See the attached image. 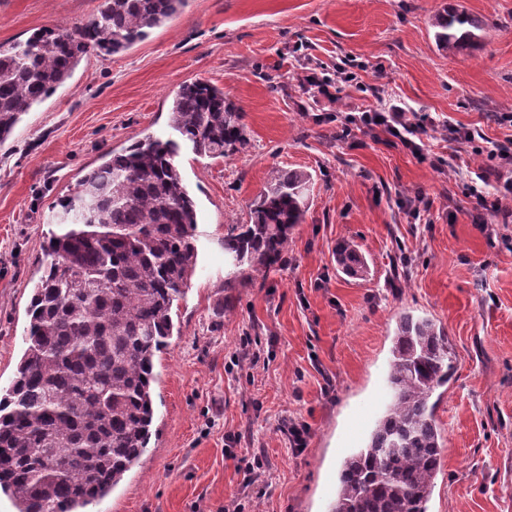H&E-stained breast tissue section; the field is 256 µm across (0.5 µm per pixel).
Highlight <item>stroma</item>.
Instances as JSON below:
<instances>
[{
  "instance_id": "stroma-1",
  "label": "stroma",
  "mask_w": 512,
  "mask_h": 512,
  "mask_svg": "<svg viewBox=\"0 0 512 512\" xmlns=\"http://www.w3.org/2000/svg\"><path fill=\"white\" fill-rule=\"evenodd\" d=\"M100 4L0 0V44L45 27L79 31ZM449 4L484 22L481 42L452 55L431 26ZM312 64L355 74L335 85L339 111L394 99L431 117L430 159L369 134L350 148L300 85ZM194 79L242 107L250 146L213 160L181 144L197 269L156 360L149 447L89 512H331L343 460L384 411L405 311L435 318L453 351V375L433 395L444 452L429 512H512V223L488 233L472 224L480 163L445 132L453 123L493 141L512 136L495 119L512 110V0H188L126 52L84 57L0 144V390L23 352L58 200L105 153L146 136L178 141L170 105ZM283 168L312 176L305 222L286 263L233 285L225 226L246 223ZM418 191L430 208L415 219L398 200ZM345 239L358 244L368 277L337 271ZM288 418L309 428L302 453L278 429ZM256 456L258 488L244 483Z\"/></svg>"
}]
</instances>
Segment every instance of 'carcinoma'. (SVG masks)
Instances as JSON below:
<instances>
[{
	"label": "carcinoma",
	"instance_id": "1",
	"mask_svg": "<svg viewBox=\"0 0 512 512\" xmlns=\"http://www.w3.org/2000/svg\"><path fill=\"white\" fill-rule=\"evenodd\" d=\"M186 2L103 0L76 33L46 27L0 44V144L88 53L130 49ZM432 26L437 46L455 53L475 42L481 23L447 9ZM243 117L224 89L198 80L180 85L170 110L182 140L213 159L248 148ZM107 156L57 202L59 231L43 247L26 348L0 393V492L16 512H85L139 463L152 438L155 357L196 271L197 219L178 144L146 136ZM310 183L304 170L274 172L247 223L226 229L224 253L236 267L261 274L284 261ZM335 260L347 275L369 273L352 241L337 245ZM452 372L445 328L401 314L387 373L393 396L365 446L345 458L333 512H428L442 450L431 398Z\"/></svg>",
	"mask_w": 512,
	"mask_h": 512
}]
</instances>
